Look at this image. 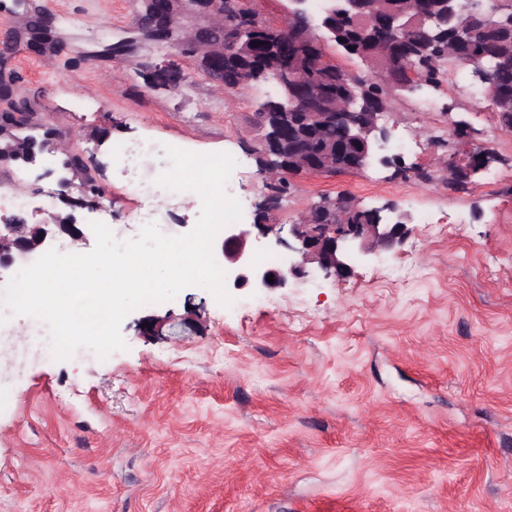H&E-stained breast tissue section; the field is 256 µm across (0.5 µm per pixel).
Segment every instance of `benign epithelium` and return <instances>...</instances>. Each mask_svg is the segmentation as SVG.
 Segmentation results:
<instances>
[{"label":"benign epithelium","mask_w":512,"mask_h":512,"mask_svg":"<svg viewBox=\"0 0 512 512\" xmlns=\"http://www.w3.org/2000/svg\"><path fill=\"white\" fill-rule=\"evenodd\" d=\"M141 5L138 30L143 36L164 43L180 55L192 54L204 60L209 77L224 89V60L229 57L255 56L256 34L267 33L276 40L275 54L263 59L259 76L277 84L281 111L257 113L258 124L266 129L257 154L270 160L263 172L268 194L258 204L254 223L230 224L223 228L222 236L215 240L214 249L223 260L227 272V286L234 290L251 288L257 292L271 288H286L294 284L309 285L319 279H346L355 273L358 265L379 261L387 254L398 252L413 232L407 215L397 205L373 208L378 216L374 223L356 220L361 212L352 199L340 196L328 199L318 206L301 212L290 224H276L272 210L280 199L277 190L281 180L294 174L354 172L364 169L369 162L400 163L396 155L377 156L387 143L390 133L380 124L389 109V101L375 96L363 102L364 111L357 112L354 91L341 95L317 89L303 77L297 68L288 64V56L317 59V66L330 63L327 55L318 49L329 41L333 31L328 14L317 27L308 21L307 0H290L286 22L277 29H267L256 14L241 8V0H139ZM379 0H347L348 14L364 26L378 15ZM203 13L210 24L189 28L181 23L186 14ZM386 23L403 31L442 23V16L430 15L425 0L416 2V15L411 17L398 11ZM29 45L42 46L49 37L47 25L41 21L29 24ZM382 67L377 69L378 79L392 85V97L410 91L420 83L418 73L405 63L395 70L387 67L392 56L377 55ZM471 66L474 80L484 87L495 85L496 78L477 60H465ZM150 87L164 86L177 89L184 81L181 71L172 65L150 64ZM0 103L8 110L0 114V162L29 164L36 153L60 155L64 159L65 191L59 200L63 207L51 212L41 224H28L12 217L0 226V276L23 266L32 257L46 251L58 239H67L73 245L86 240L75 211L98 206L99 187L89 175V164L84 153L62 141L57 132L47 126L37 133L22 135L28 125L25 104L13 96L11 86L0 82ZM332 123L342 137L319 154L306 148L302 131ZM450 139L464 152L463 163L448 174L452 183H467L489 166L494 157L492 149L478 140V133L464 119L450 121ZM75 188L72 195L69 188ZM272 238L276 247L286 252L275 253L276 262L256 265L251 256L253 242ZM273 282H268V276Z\"/></svg>","instance_id":"7a95c632"}]
</instances>
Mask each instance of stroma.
I'll return each mask as SVG.
<instances>
[{
    "label": "stroma",
    "mask_w": 512,
    "mask_h": 512,
    "mask_svg": "<svg viewBox=\"0 0 512 512\" xmlns=\"http://www.w3.org/2000/svg\"><path fill=\"white\" fill-rule=\"evenodd\" d=\"M137 0H0V77L31 121L86 151L102 196L82 224L108 218L136 236L137 197L112 149L166 140L243 163L244 223L264 198L254 125L265 87L219 91L198 59L129 37ZM53 17L33 51L23 32ZM171 62L179 89L147 88L145 67ZM480 86L436 92L440 111L394 98L384 118L418 144L406 165L296 175L274 212L291 223L324 198L371 209L402 204L417 225L399 253L413 268L395 284L379 265L317 287L235 292L258 305L226 313L204 288L148 304L121 324L126 350L87 348L54 360L48 327L0 313L22 337L23 360L0 376V512H512V136L479 111ZM466 113L496 158L467 190L448 189L426 131ZM0 167V193L26 195L39 224L50 184ZM434 213L437 228L421 224ZM166 317L161 335L139 332Z\"/></svg>",
    "instance_id": "35a3bbf8"
}]
</instances>
